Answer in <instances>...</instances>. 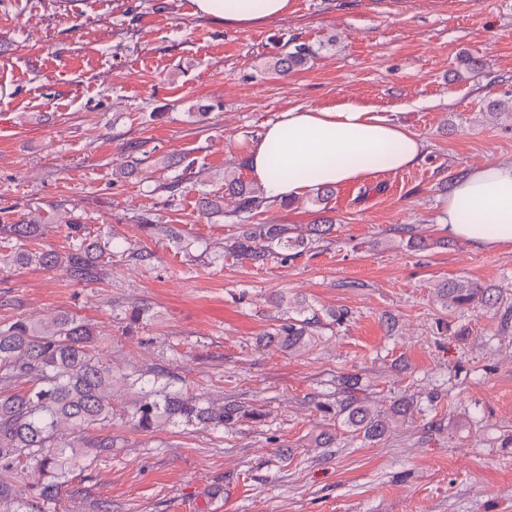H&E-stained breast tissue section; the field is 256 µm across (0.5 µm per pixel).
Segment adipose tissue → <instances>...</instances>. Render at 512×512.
Returning <instances> with one entry per match:
<instances>
[{"instance_id":"obj_1","label":"adipose tissue","mask_w":512,"mask_h":512,"mask_svg":"<svg viewBox=\"0 0 512 512\" xmlns=\"http://www.w3.org/2000/svg\"><path fill=\"white\" fill-rule=\"evenodd\" d=\"M290 0H193L196 16L247 29L285 15ZM425 141L374 106L340 99L282 112L246 153L267 197L293 199L324 186L399 171L424 156ZM441 225L477 248L512 243V161L471 167L449 188Z\"/></svg>"}]
</instances>
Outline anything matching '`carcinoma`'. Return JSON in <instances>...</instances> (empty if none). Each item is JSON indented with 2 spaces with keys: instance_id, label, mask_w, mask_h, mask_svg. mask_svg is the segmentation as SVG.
I'll use <instances>...</instances> for the list:
<instances>
[{
  "instance_id": "obj_1",
  "label": "carcinoma",
  "mask_w": 512,
  "mask_h": 512,
  "mask_svg": "<svg viewBox=\"0 0 512 512\" xmlns=\"http://www.w3.org/2000/svg\"><path fill=\"white\" fill-rule=\"evenodd\" d=\"M312 56L304 44H296L276 60L274 69L286 75L305 65ZM197 206L205 215H222L240 226V234L226 246L233 256H243L257 264L277 260L282 264L298 254L325 242L334 224L326 219L311 224L297 234L287 224H258L254 218L268 207L264 190L255 182L243 180L237 171L224 173L222 192L201 193ZM72 245L61 255L53 250H28L23 245L41 235L42 225L3 224L0 230L22 244L0 253V269L15 264H35L53 268L66 264L72 276L89 280L97 274L106 252L88 237L86 225L74 218L64 222ZM441 306L452 311L473 304L491 308L498 298L490 288L465 280H448L436 286ZM322 328L316 311L298 309L262 337L268 346L299 351L311 344ZM96 336L91 327L73 315L64 314L52 322L21 318L0 325V469L14 473L16 483L0 484V503L18 496L28 484L32 469L41 481L35 493L21 501L16 512H47L62 493L66 476L76 460L111 450L112 365L94 352ZM26 380L30 386L16 389ZM336 416L346 427L368 441L384 437L393 423L410 412V401L396 399L386 410L370 407L361 397V381L355 374L339 379ZM257 411L235 404L215 406L181 391H170L153 384L139 386L128 414V422L142 432L163 424H196L222 431ZM98 434L89 438L86 430Z\"/></svg>"
}]
</instances>
